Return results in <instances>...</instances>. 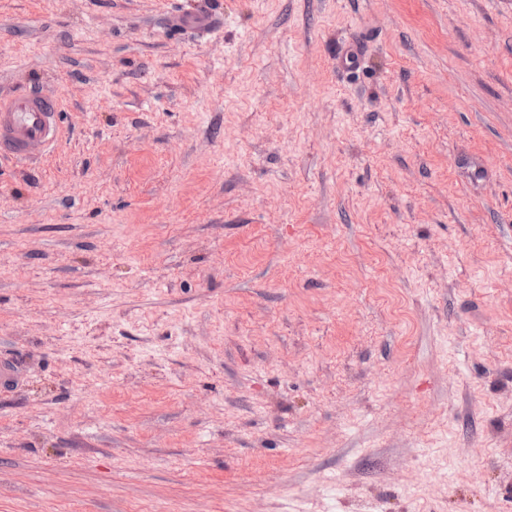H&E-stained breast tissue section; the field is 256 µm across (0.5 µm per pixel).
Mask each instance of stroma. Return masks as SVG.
<instances>
[{
	"label": "stroma",
	"instance_id": "1",
	"mask_svg": "<svg viewBox=\"0 0 512 512\" xmlns=\"http://www.w3.org/2000/svg\"><path fill=\"white\" fill-rule=\"evenodd\" d=\"M22 89L0 512H512V0H0ZM60 101L29 90L0 97V155L36 161L53 150L62 137Z\"/></svg>",
	"mask_w": 512,
	"mask_h": 512
}]
</instances>
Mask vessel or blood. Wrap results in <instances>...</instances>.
Listing matches in <instances>:
<instances>
[{"label":"vessel or blood","mask_w":512,"mask_h":512,"mask_svg":"<svg viewBox=\"0 0 512 512\" xmlns=\"http://www.w3.org/2000/svg\"><path fill=\"white\" fill-rule=\"evenodd\" d=\"M58 99L29 90L0 97V155L35 161L53 150L62 137Z\"/></svg>","instance_id":"b4317fda"}]
</instances>
